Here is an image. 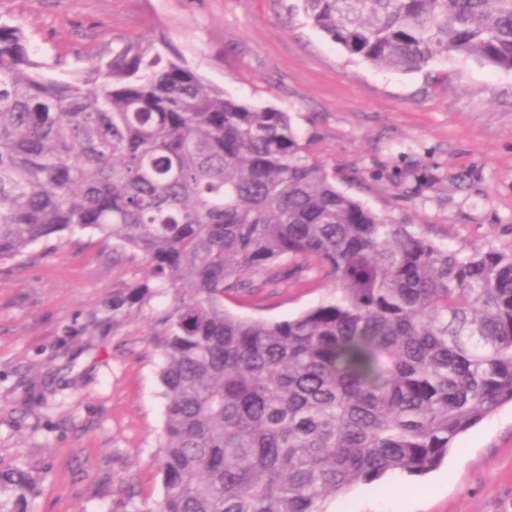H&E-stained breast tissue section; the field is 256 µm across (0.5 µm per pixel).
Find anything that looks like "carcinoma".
Masks as SVG:
<instances>
[{"instance_id": "cac0c4a2", "label": "carcinoma", "mask_w": 512, "mask_h": 512, "mask_svg": "<svg viewBox=\"0 0 512 512\" xmlns=\"http://www.w3.org/2000/svg\"><path fill=\"white\" fill-rule=\"evenodd\" d=\"M381 69L450 55L512 71V0H301ZM0 22V263L75 229L144 254L168 290L155 512H327L357 485L436 468L512 402V252L441 245L364 206L291 116L203 80L163 35L61 79ZM321 272L327 298L267 321L224 297ZM33 479L0 471V512Z\"/></svg>"}]
</instances>
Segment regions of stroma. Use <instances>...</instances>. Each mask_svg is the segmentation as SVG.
Here are the masks:
<instances>
[{
    "label": "stroma",
    "instance_id": "1",
    "mask_svg": "<svg viewBox=\"0 0 512 512\" xmlns=\"http://www.w3.org/2000/svg\"><path fill=\"white\" fill-rule=\"evenodd\" d=\"M55 75L163 34L205 82L288 112L337 187L464 250L512 251V71L451 57L380 70L304 17L299 0H0ZM144 255L75 230L0 264V470L36 479L27 512H152L164 425L157 314L167 293L112 313L147 275ZM284 283L230 311L281 320L317 305ZM358 486L329 512H512V405L459 436L433 471Z\"/></svg>",
    "mask_w": 512,
    "mask_h": 512
}]
</instances>
